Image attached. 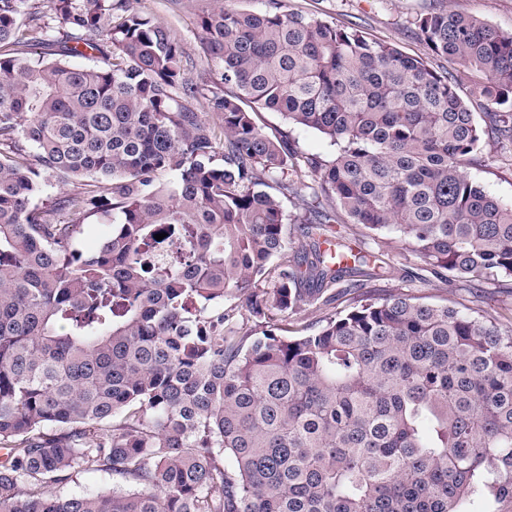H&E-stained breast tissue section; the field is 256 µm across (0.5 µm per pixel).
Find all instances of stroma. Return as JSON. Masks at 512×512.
Wrapping results in <instances>:
<instances>
[{
  "mask_svg": "<svg viewBox=\"0 0 512 512\" xmlns=\"http://www.w3.org/2000/svg\"><path fill=\"white\" fill-rule=\"evenodd\" d=\"M133 10L149 13L168 24L178 35L181 45L197 71L216 73L214 64L204 58L199 44L196 20L210 0H129ZM425 0H284L286 9L299 10L340 25L361 26L373 39L391 43L412 57H426L423 42L415 35L412 21ZM449 8L479 17L506 34L512 33V0H447ZM259 122L272 135L283 134L296 142L299 150L323 158L335 148L322 135L288 125L275 112H264ZM492 195L512 204V149L492 140H484L480 165L469 171ZM346 240L364 238L367 248L384 251L392 262L390 279L372 281L382 293L404 292L424 301L448 304L467 313L492 316L503 329L512 328V279L496 282H441L394 234H365L362 226L342 218L337 226Z\"/></svg>",
  "mask_w": 512,
  "mask_h": 512,
  "instance_id": "obj_1",
  "label": "stroma"
}]
</instances>
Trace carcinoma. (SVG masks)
Returning a JSON list of instances; mask_svg holds the SVG:
<instances>
[{"mask_svg":"<svg viewBox=\"0 0 512 512\" xmlns=\"http://www.w3.org/2000/svg\"><path fill=\"white\" fill-rule=\"evenodd\" d=\"M52 2L0 0V512L512 506V329L377 292L391 266L333 232L342 211L439 277L512 278V205L467 173L484 137L512 145V34L444 0L415 19L482 78L475 112L452 72L283 0H213L218 81L129 0ZM53 179L86 183L55 218L35 202ZM111 209L79 252L74 218ZM309 306L324 324L281 335ZM85 472L130 489L47 491ZM259 122L270 135H288L290 142H296L299 150L305 153L329 158L335 147L322 135L311 130H304L288 125L282 117L275 112H262L259 114ZM121 214L116 211H111L109 220H102L98 217H90L83 222L78 228L77 243L83 251L96 250L105 240L108 233L112 230V225L120 222Z\"/></svg>","mask_w":512,"mask_h":512,"instance_id":"cac0c4a2","label":"carcinoma"}]
</instances>
